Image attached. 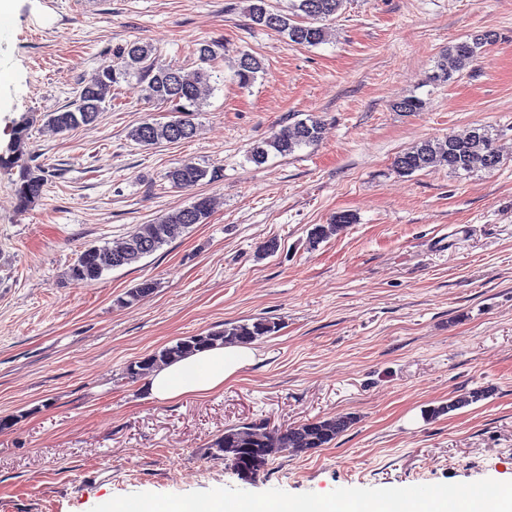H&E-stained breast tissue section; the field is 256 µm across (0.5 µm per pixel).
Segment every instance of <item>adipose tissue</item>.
Here are the masks:
<instances>
[{"label": "adipose tissue", "mask_w": 512, "mask_h": 512, "mask_svg": "<svg viewBox=\"0 0 512 512\" xmlns=\"http://www.w3.org/2000/svg\"><path fill=\"white\" fill-rule=\"evenodd\" d=\"M255 357V349L248 345L214 346L153 372L146 387L151 398L163 401L203 397L235 379Z\"/></svg>", "instance_id": "obj_1"}]
</instances>
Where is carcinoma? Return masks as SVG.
Here are the masks:
<instances>
[{"mask_svg": "<svg viewBox=\"0 0 512 512\" xmlns=\"http://www.w3.org/2000/svg\"><path fill=\"white\" fill-rule=\"evenodd\" d=\"M344 0H292L285 14L270 4V0H248L246 13L251 25L273 30L292 43L317 46L328 38V28L321 25L338 13ZM495 41L494 34L476 35L448 48L437 62L433 80L447 82L481 53V49ZM216 42L203 41L195 48L197 67L188 71L182 67L159 62L155 48L147 43L129 42L112 49V66L95 72L83 83L75 100L63 109L47 116L46 127L53 133H63L80 126L96 124L101 113L112 104V90L137 80L142 84L148 101L168 108L174 118L166 122L143 120L129 132V137L142 147L178 144L196 136L198 127L195 113L202 111L206 96L211 92V68L217 59ZM265 73L257 56L243 51L236 57L232 79L240 87L248 88ZM424 102L416 96L400 99L393 109L415 113ZM37 122L35 115H24L15 123L12 138L0 152V168L18 169L14 195L21 208L34 204L44 193L48 171L30 164L27 150L29 130ZM321 123L313 118L298 120L272 133L255 144L250 159L264 163L270 153L287 156L301 146L317 143L321 138ZM500 164V155L494 147L493 133L484 127H474L463 134H452L442 139L423 140L398 154L394 169L402 175H411L427 168H446L452 174L491 171ZM218 177L217 170L209 171L193 161H183L167 172V179L177 188H192L206 178ZM213 211L212 199L198 194L193 201L172 211L159 220L137 226L122 241L84 249L68 270V279L75 284L98 280L104 272L132 266L164 245L182 238L190 227L204 224ZM356 223V216L341 212L328 224H317L310 231L309 244L318 246L336 235L347 225ZM156 283L145 279L126 293L121 303L128 305L144 294L155 290ZM277 323L268 318L252 321L227 322L224 328L211 333H198L178 339L153 353L131 362L126 375L131 380H142L153 371L178 359L216 345L249 344L275 332ZM484 397L476 390L464 393L448 405L432 410L434 414L451 412ZM355 422L354 416L343 413L319 418L286 428H268L264 423L242 422L224 428L211 444L212 455L220 456L244 482H251L265 472L270 462L283 454L306 453L324 448L346 432Z\"/></svg>", "mask_w": 512, "mask_h": 512, "instance_id": "cac0c4a2", "label": "carcinoma"}]
</instances>
